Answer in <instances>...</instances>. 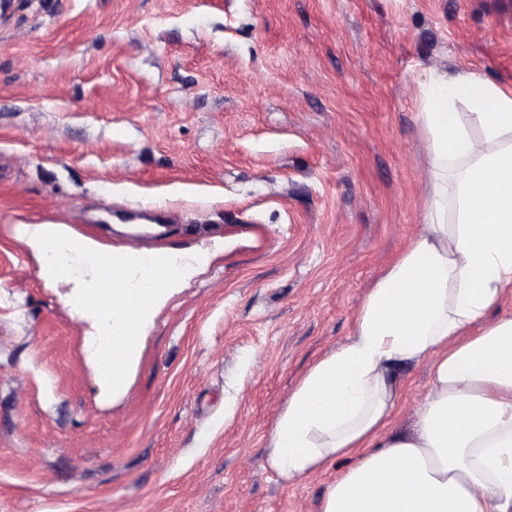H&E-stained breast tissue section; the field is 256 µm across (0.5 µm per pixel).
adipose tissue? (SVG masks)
I'll return each mask as SVG.
<instances>
[{"label":"adipose tissue","mask_w":512,"mask_h":512,"mask_svg":"<svg viewBox=\"0 0 512 512\" xmlns=\"http://www.w3.org/2000/svg\"><path fill=\"white\" fill-rule=\"evenodd\" d=\"M425 222L367 292L351 338L288 399L268 461L292 482L348 460L321 512H512V91L430 77ZM468 103L473 137L453 110ZM430 366L411 429L404 371Z\"/></svg>","instance_id":"obj_1"}]
</instances>
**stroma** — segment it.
<instances>
[{"instance_id":"obj_1","label":"stroma","mask_w":512,"mask_h":512,"mask_svg":"<svg viewBox=\"0 0 512 512\" xmlns=\"http://www.w3.org/2000/svg\"><path fill=\"white\" fill-rule=\"evenodd\" d=\"M512 90V0L0 5V512H320L268 439L424 222L430 73ZM203 252L119 397L17 224Z\"/></svg>"}]
</instances>
